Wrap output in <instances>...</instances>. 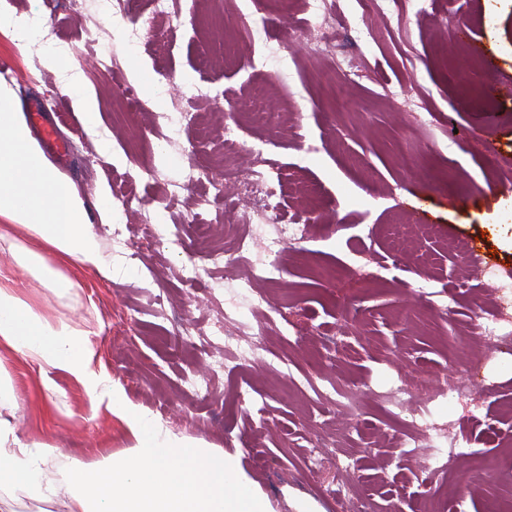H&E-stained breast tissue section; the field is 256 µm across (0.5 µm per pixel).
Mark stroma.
Wrapping results in <instances>:
<instances>
[{"instance_id":"1","label":"stroma","mask_w":512,"mask_h":512,"mask_svg":"<svg viewBox=\"0 0 512 512\" xmlns=\"http://www.w3.org/2000/svg\"><path fill=\"white\" fill-rule=\"evenodd\" d=\"M179 26L156 14L153 0H133L142 33L134 51L118 50L123 71L148 64L161 99L144 101L129 116L113 100V74L100 70L85 46L87 34L113 42L109 13L95 0L80 11L66 0H0L19 15L49 12L54 48L77 62L72 71L47 69L36 38L0 31V58L12 64L11 87L50 107L60 86L75 78L100 102L96 130H88L73 99L52 118L66 139V158L54 165L87 201L100 190L116 194L135 185L127 207L93 214L106 254L112 228L136 239L150 224H177L182 247L160 246L138 265L122 266L103 281L72 265L73 295L43 288L23 268L21 292L52 319L94 332L96 363L127 400L164 422L178 436L239 454L247 475L272 512H346L358 484L371 480L383 500L403 512L436 508L435 488L454 491L457 512H498L512 500V294L479 287L458 257L476 241L502 278L512 280V96L484 106L477 92L491 78L512 81V0H424L422 12L398 5L363 14L356 0H334L327 18L336 48L359 60L363 72L345 89L324 86L327 57L311 54L300 27L305 0H259L276 25L275 41L255 62L245 21L232 5L182 0ZM464 29L449 36V25ZM218 91L190 109L184 127L164 150L151 152L160 113L171 111L184 83ZM285 113L274 129L255 125L244 106L254 87ZM61 98V97H60ZM235 120L240 140H222ZM487 124L495 154H486L478 127ZM263 141L273 172L281 176V209L291 217L311 210L309 240L288 248L277 287L266 293L275 310L224 313V269L193 286L178 268L225 247L245 229L247 204L206 205L213 192L185 184L188 167L246 169L247 144ZM180 185L177 208L162 200ZM210 225L199 237L198 224ZM364 249L376 278L356 282L347 265L352 248ZM502 310L503 335L480 343L483 315ZM240 340H259L264 351L235 370L212 367L223 341L213 323ZM185 328L187 348H165L161 336ZM0 364L18 394L11 423L26 443L57 448V464L90 463L121 454L127 428L107 407H92L81 385L60 372L42 374L12 349ZM431 373L470 380L472 398L427 402L422 415L437 424L436 440L396 426L378 392ZM495 463L474 480L469 466Z\"/></svg>"}]
</instances>
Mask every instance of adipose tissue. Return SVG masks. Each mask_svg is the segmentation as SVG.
<instances>
[{
  "label": "adipose tissue",
  "instance_id": "obj_1",
  "mask_svg": "<svg viewBox=\"0 0 512 512\" xmlns=\"http://www.w3.org/2000/svg\"><path fill=\"white\" fill-rule=\"evenodd\" d=\"M24 229L25 239L15 236ZM15 263L60 296L76 284L63 268L75 263L114 279L89 209L75 185L47 159L20 112L12 87L0 84V244ZM0 345L41 372L78 381L93 407L123 420L132 446L96 464L58 468L56 448L23 442L8 416L18 395L0 365V494L21 491L49 501L66 491L67 512H271L269 500L241 466L239 455L178 437L160 420L127 402L97 370L90 331L48 319L14 280L0 271Z\"/></svg>",
  "mask_w": 512,
  "mask_h": 512
}]
</instances>
